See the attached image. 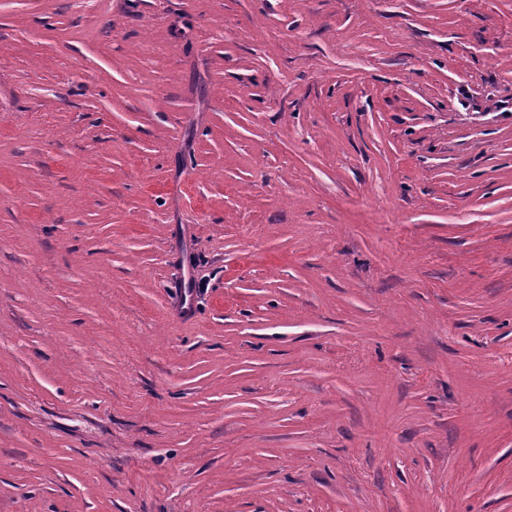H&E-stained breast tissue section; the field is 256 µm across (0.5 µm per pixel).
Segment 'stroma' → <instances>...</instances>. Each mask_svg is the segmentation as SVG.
Wrapping results in <instances>:
<instances>
[{"label": "stroma", "instance_id": "35a3bbf8", "mask_svg": "<svg viewBox=\"0 0 512 512\" xmlns=\"http://www.w3.org/2000/svg\"><path fill=\"white\" fill-rule=\"evenodd\" d=\"M0 512H512V0H0Z\"/></svg>", "mask_w": 512, "mask_h": 512}]
</instances>
